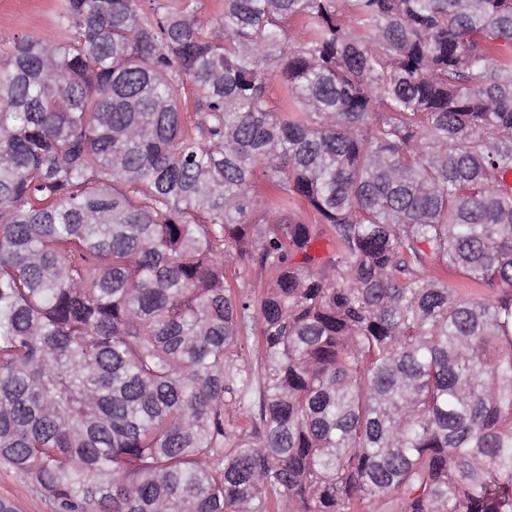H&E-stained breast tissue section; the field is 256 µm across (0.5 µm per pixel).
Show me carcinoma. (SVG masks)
Segmentation results:
<instances>
[{
    "label": "carcinoma",
    "instance_id": "obj_1",
    "mask_svg": "<svg viewBox=\"0 0 512 512\" xmlns=\"http://www.w3.org/2000/svg\"><path fill=\"white\" fill-rule=\"evenodd\" d=\"M200 9L0 48V463L55 512H512V0Z\"/></svg>",
    "mask_w": 512,
    "mask_h": 512
}]
</instances>
